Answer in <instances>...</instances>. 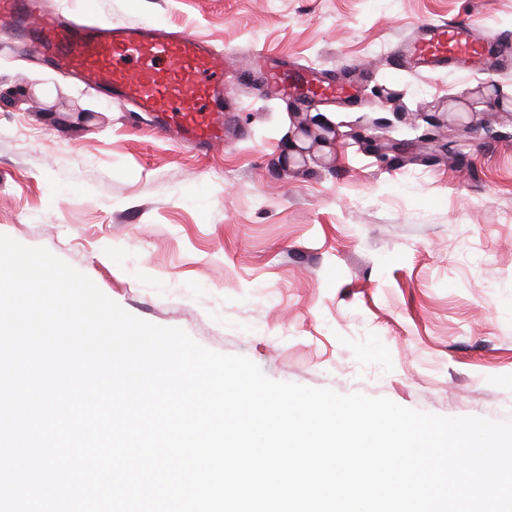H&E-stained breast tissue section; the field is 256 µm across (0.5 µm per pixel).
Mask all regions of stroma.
Here are the masks:
<instances>
[{"mask_svg":"<svg viewBox=\"0 0 512 512\" xmlns=\"http://www.w3.org/2000/svg\"><path fill=\"white\" fill-rule=\"evenodd\" d=\"M156 21L345 87L230 82L202 154L56 74L0 21V234L275 381L512 420V67L392 69L425 21L512 34V0H45ZM396 92L395 101L376 88ZM336 145L290 160L302 114Z\"/></svg>","mask_w":512,"mask_h":512,"instance_id":"stroma-1","label":"stroma"}]
</instances>
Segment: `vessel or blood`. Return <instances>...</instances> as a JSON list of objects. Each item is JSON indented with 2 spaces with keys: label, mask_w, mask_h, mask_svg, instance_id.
Instances as JSON below:
<instances>
[{
  "label": "vessel or blood",
  "mask_w": 512,
  "mask_h": 512,
  "mask_svg": "<svg viewBox=\"0 0 512 512\" xmlns=\"http://www.w3.org/2000/svg\"><path fill=\"white\" fill-rule=\"evenodd\" d=\"M0 18L50 50L61 75L79 76L129 111L155 114L158 135L200 148L223 141L226 56L194 34L150 22L120 25L56 13L43 0H0ZM391 58L429 73L512 65L501 38L463 23H421L408 41L394 46ZM306 75V69L280 66L270 70L266 83L288 96Z\"/></svg>",
  "instance_id": "obj_1"
}]
</instances>
